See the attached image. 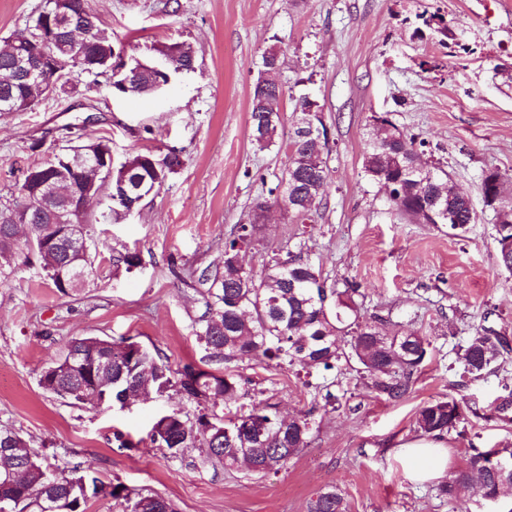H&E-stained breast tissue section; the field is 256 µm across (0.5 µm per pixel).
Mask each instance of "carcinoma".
I'll list each match as a JSON object with an SVG mask.
<instances>
[{
	"mask_svg": "<svg viewBox=\"0 0 512 512\" xmlns=\"http://www.w3.org/2000/svg\"><path fill=\"white\" fill-rule=\"evenodd\" d=\"M86 51L96 57L89 64L95 74L107 67L108 52L112 51V36L95 25L88 35ZM182 47L184 67L192 70V49L183 42L162 43L149 48V59H130L129 67L139 70L129 89L123 94L139 97L156 93L168 85L174 70L160 64L165 50ZM14 59L0 55V101L15 97L32 99L33 105L65 90L66 84L50 87L43 80L32 88L15 82ZM279 85L269 89L256 82L251 97V140L261 149L275 143L282 114L267 111L271 102L282 101ZM315 103L301 102L300 116L289 143L288 163L275 187L269 194L277 201L295 203L309 200V206L289 210L295 223L314 221V212L323 200L330 180L327 162V131L315 124L312 112ZM378 131L367 143L362 169L370 181L388 183L393 195L389 201L393 209L410 221H415L425 208L447 210L448 215L436 217V223L446 224L457 234L466 232L465 224L477 222L472 201L453 192L448 173L431 165L418 162L421 152L417 141L385 117H376ZM182 164L180 155L171 149L166 153L132 151L121 163L130 167V184L145 182L161 188L167 175ZM85 160L76 152L63 157L53 156L37 167L42 175L51 178L58 171L67 172L73 184L79 183ZM512 186V177L496 169L482 175L481 192L484 206L495 213V241L499 266L512 272V197L506 192ZM65 200L52 198L40 201L32 211V224L24 244L14 237L8 219L12 206L0 210V274L6 266H27L36 256L42 272L53 288L62 296L82 287L84 280L74 277L77 272L88 275L92 271L93 253L79 255L68 252L64 241L63 224L50 223L54 211L63 207ZM125 201H112V205L96 218L85 215L87 224H110L112 219L125 213ZM259 228L254 223L241 224L236 233L224 242V258L215 272L204 271L199 281L206 284L203 292L205 311L198 320L195 333L214 364L228 365L252 354H262L278 365L299 367L303 370L323 368L331 370L345 359L362 366L368 386L375 397L399 402L412 391L414 375L429 355L430 342L417 331L402 327L385 331V319L378 315H361L356 298L361 296L353 282L338 288L327 282L322 269L309 255L304 244L282 255L278 252L263 259L260 271L254 273L235 263L240 248H249L258 241ZM111 366L100 367L102 352L99 338L78 336L67 343L65 352L51 360L42 369V388L68 401L81 405L77 393L99 388L103 404L110 406L121 401V394L132 389L148 396L162 395L172 389L181 393L188 402L196 404L195 415L180 408L167 413V424L154 422L149 433L151 444L177 458L185 448L201 449L200 464L226 469L243 468L255 473L259 465L271 464L279 469L299 455L311 443L313 433L312 412L295 417L288 429L281 428L275 405L257 404L250 410L226 420L206 404L215 399L224 406L237 403L241 398V385L237 376L226 373L211 376V383L199 381L201 371L186 366L180 372L170 369L157 353L145 352V357L130 363L127 348L131 339L110 340ZM83 354L82 360L68 365L73 353ZM512 359V347L501 334L480 326L467 338L461 355L460 378L477 381L494 372ZM479 416L476 408L464 397L450 395L422 406L415 417L416 432L422 436L441 438L455 432L466 420L467 414ZM256 417L266 423V433L257 438L239 426V419ZM18 448L22 458L11 485H5V473H0V497L13 500L14 512H46L54 503L57 512H86L87 499L99 495L121 502L123 512H136V501L121 484L105 485L98 478L86 479V492H71L75 481L82 478L79 467L51 466L45 463L39 451L27 446L14 430L0 429V449ZM478 485L483 499L512 487V447L493 446L474 449L466 464L452 472L448 482L440 487V494L448 501V512H457L461 490ZM308 512H346V504L336 487L324 489L309 502Z\"/></svg>",
	"mask_w": 512,
	"mask_h": 512,
	"instance_id": "cac0c4a2",
	"label": "carcinoma"
}]
</instances>
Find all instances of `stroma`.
I'll return each instance as SVG.
<instances>
[{
  "instance_id": "stroma-1",
  "label": "stroma",
  "mask_w": 512,
  "mask_h": 512,
  "mask_svg": "<svg viewBox=\"0 0 512 512\" xmlns=\"http://www.w3.org/2000/svg\"><path fill=\"white\" fill-rule=\"evenodd\" d=\"M47 0H0V44L32 25ZM100 25L125 57L148 56L157 43L186 42L195 69L147 97L118 98L109 78L72 70L65 94L28 112L0 113V208L19 196L23 171L64 146L71 128L104 137L112 161L134 150L174 147L183 164L158 193L111 224H91L99 241L90 283L60 296L24 266L0 277V427L18 431L48 462L80 464L131 494H158L177 512H308L325 487H338L347 512H448L443 477L415 480L399 447L416 439L425 403L459 392L481 410L512 393V360L460 386V347L477 326L512 340V274L498 265L495 216L484 209L481 176L512 175V0H90ZM448 25V43L422 29V12ZM276 49L283 124L275 145L250 137L251 91L262 57ZM315 100L328 131L332 179L310 224L292 223L271 204L259 251L305 243L329 281L358 284L362 313L389 315L419 331L430 356L411 393L375 398L356 365L311 373L260 356L232 369L246 404L272 403L279 414L310 410L311 444L285 468L251 476L197 465L198 449L170 457L148 433L160 412L184 408L168 392L125 408L73 406L44 391L43 367L74 336L132 338L172 370L207 369L195 336L203 314V270L220 265L224 241L249 223L285 163L303 98ZM392 121L427 144L426 157L468 194L480 219L456 236L415 224L391 207L381 185L362 172L373 118ZM138 252L132 270L114 250ZM342 405L322 407L325 391ZM450 434L447 471L471 447L512 442V422L469 417Z\"/></svg>"
}]
</instances>
